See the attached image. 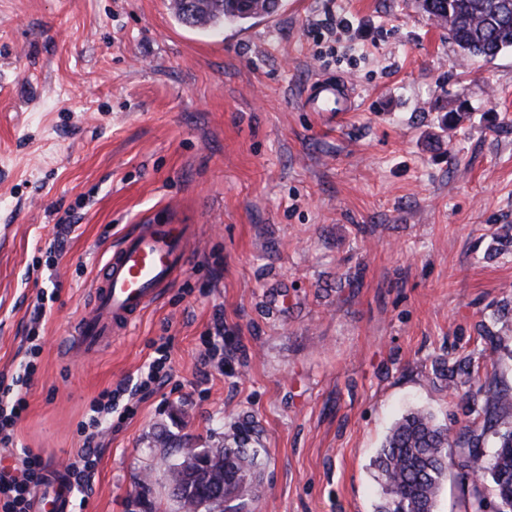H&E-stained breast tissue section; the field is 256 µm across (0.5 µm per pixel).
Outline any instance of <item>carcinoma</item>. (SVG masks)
Segmentation results:
<instances>
[{
    "instance_id": "carcinoma-1",
    "label": "carcinoma",
    "mask_w": 512,
    "mask_h": 512,
    "mask_svg": "<svg viewBox=\"0 0 512 512\" xmlns=\"http://www.w3.org/2000/svg\"><path fill=\"white\" fill-rule=\"evenodd\" d=\"M278 0H174L177 18L187 26L214 30L245 24L273 12ZM423 10L448 29L451 39L468 58L490 61L512 49V0H432ZM464 386L482 397L484 414L480 428L450 430L430 412L415 408L388 431L375 460L386 500L378 512H435L448 475V449L457 448L456 466L472 486L471 512H512V392L483 385L463 369L453 389ZM492 436L496 447L484 457L478 451ZM209 471L224 480L227 494L245 502L254 493L257 457L250 447V429L236 428L232 439L209 447ZM168 482L179 492L172 497L180 512H225L208 485L194 474L165 464Z\"/></svg>"
}]
</instances>
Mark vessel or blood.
I'll use <instances>...</instances> for the list:
<instances>
[{
    "mask_svg": "<svg viewBox=\"0 0 512 512\" xmlns=\"http://www.w3.org/2000/svg\"><path fill=\"white\" fill-rule=\"evenodd\" d=\"M306 104L313 112H350L355 102L349 85L330 77L315 80ZM190 224L143 223L108 251L94 281L87 312L74 331L73 347L98 352L122 336L166 288L172 287L188 262ZM71 492L59 474H51L36 495L35 512H69Z\"/></svg>",
    "mask_w": 512,
    "mask_h": 512,
    "instance_id": "b4317fda",
    "label": "vessel or blood"
}]
</instances>
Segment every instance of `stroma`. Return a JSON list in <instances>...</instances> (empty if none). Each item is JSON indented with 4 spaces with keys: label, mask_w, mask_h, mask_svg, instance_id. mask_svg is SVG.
Listing matches in <instances>:
<instances>
[{
    "label": "stroma",
    "mask_w": 512,
    "mask_h": 512,
    "mask_svg": "<svg viewBox=\"0 0 512 512\" xmlns=\"http://www.w3.org/2000/svg\"><path fill=\"white\" fill-rule=\"evenodd\" d=\"M322 75L352 84L343 121L303 105ZM171 213L196 226L179 281L73 352L107 249ZM511 226L512 51L462 60L419 0H280L216 32L170 0H0V374L50 297L8 464L72 459L90 401L171 341L169 383L71 512H174L161 456L243 420L261 463L243 512H375L395 422L469 421L442 365L497 343L488 381L512 391ZM219 320L220 366L202 360Z\"/></svg>",
    "instance_id": "obj_1"
}]
</instances>
